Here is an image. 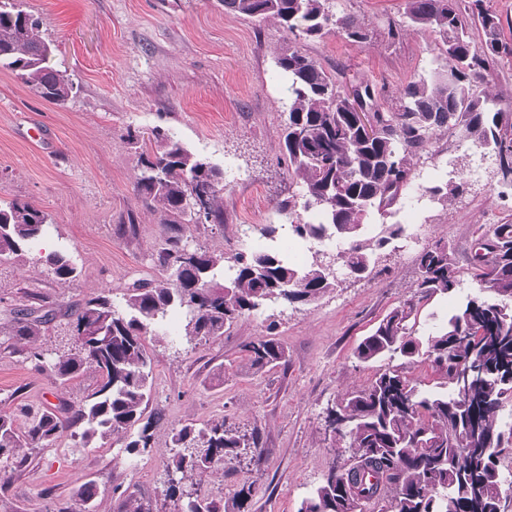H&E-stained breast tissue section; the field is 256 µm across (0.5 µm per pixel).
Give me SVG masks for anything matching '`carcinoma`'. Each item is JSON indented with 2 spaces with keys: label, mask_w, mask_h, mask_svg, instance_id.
<instances>
[{
  "label": "carcinoma",
  "mask_w": 512,
  "mask_h": 512,
  "mask_svg": "<svg viewBox=\"0 0 512 512\" xmlns=\"http://www.w3.org/2000/svg\"><path fill=\"white\" fill-rule=\"evenodd\" d=\"M405 15L417 29L431 28L442 42L447 68L429 79L412 81L387 109L368 84L347 92L315 59L295 46L277 60L288 92L282 150L301 190L280 201L293 234L304 240L336 239L346 248L334 265L356 277L372 273L380 251L404 233L401 224H383L367 239L373 215H386L416 177V168L441 135L457 137L494 156L499 182L512 188V115L474 91L482 72L502 54L512 53L503 39L499 14L485 0H404ZM224 10L248 18L273 17L305 39L332 30L363 43L369 33L349 16L338 17L329 0H224ZM42 20L20 0H0V69L13 73L42 99L63 104L76 94L74 84L50 64V45L40 36ZM478 30L481 51L468 50L461 62L452 48L472 46ZM373 111L374 134L359 124L358 113ZM128 144L138 156L134 192L149 208L165 210L160 247L151 254L163 279L137 280L116 304L103 291L70 312L28 287L16 288L19 304L10 310L8 336L28 343L23 357L46 366L64 385L87 370L97 389L77 407L46 401L0 413V495L28 466L33 451L49 447L67 433L89 448L100 440L123 439L129 451L151 447L153 420L145 417L152 388L149 337L158 335L172 310L184 318L186 342L209 341L242 317L279 304H309L336 287V275L317 259L299 268L274 246L229 257L190 245L182 231L195 185L212 186L204 203L208 223L224 224V173L190 150L177 136L154 127L131 129ZM445 182L423 188L431 202L448 203L464 193L463 167L449 161ZM320 214L307 222L300 212ZM49 215L34 204L13 200L0 205V266H15L48 232ZM485 256L476 278L482 296L466 297L426 339L412 336L409 322L417 304L454 291L459 269L448 244L423 247L417 254V302L393 308L355 350L363 363L400 356L407 363L429 362L447 391L425 392L403 365L381 369L369 384L349 392L327 417L341 413L347 459L331 468L300 504L298 512H350L355 499L388 500V512H504L500 448L512 442V427L501 430L499 413L512 401V220L491 224L481 234ZM47 277L73 281V255L53 250L40 257ZM83 327L89 339H72ZM266 334L245 347L250 368L261 371L286 362V350ZM478 362L482 374L464 388L460 377ZM259 447L257 430L240 432L224 418L174 430L167 458L165 498L173 512H226L224 497L200 493L199 481L224 468L240 448ZM99 496L91 480L78 483L56 512H96ZM117 512H151L133 493L122 492Z\"/></svg>",
  "instance_id": "obj_1"
}]
</instances>
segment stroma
Masks as SVG:
<instances>
[{"mask_svg": "<svg viewBox=\"0 0 512 512\" xmlns=\"http://www.w3.org/2000/svg\"><path fill=\"white\" fill-rule=\"evenodd\" d=\"M43 20L41 36L54 48V67L78 91L65 105L49 104L6 70H0V201L31 202L51 217L47 236L26 262L0 269V411L49 401L78 405L97 386L92 372L67 384L35 370L7 348L3 329L15 305L12 284L39 290L55 303L74 307L108 289L120 299L129 284L159 279L150 260L160 236V207H143L133 190L137 157L127 132L161 127L192 151L233 175L224 188V227L192 228L191 245L232 254L251 251L263 227H277L290 254L322 258L318 241L293 238L279 202L300 187L288 174L280 140L287 93L276 78V59L302 45L348 88L371 85L387 107L398 90L445 66L439 35L411 27L403 0H330L334 14L354 17L369 32L356 43L331 32L297 42L274 19H251L226 11L222 0H24ZM396 26L398 37L388 35ZM497 108L512 106V55L499 58L475 86ZM416 177V187L385 223L408 224L407 237L387 249L365 279L343 276L315 302L280 305L239 320L218 339L173 348L151 343V412L160 416L152 448L127 453L111 439L95 448L62 436L34 455L14 478L6 500L14 512H54L77 480L99 486V512H112L117 490L129 489L160 512L167 484L165 461L174 428L222 417L243 430L258 429L260 446L241 451L225 469L203 478V492L233 503L242 485L254 495L249 512H297L328 470L342 464L324 417L377 367L360 362L355 349L375 325L409 299L419 277L418 252L433 241L447 243L460 268L449 298L421 303L414 336L427 335L457 300L477 294L470 259L481 226L512 217V189L501 186L493 164L471 152L466 192L442 206L420 195V186L441 180L447 163L463 152L456 141H438ZM416 224H409V210ZM135 213L140 232L128 240L119 225ZM65 247L79 270L77 280L46 278L41 255ZM288 362L249 369L244 347L260 336L268 318Z\"/></svg>", "mask_w": 512, "mask_h": 512, "instance_id": "obj_1", "label": "stroma"}]
</instances>
